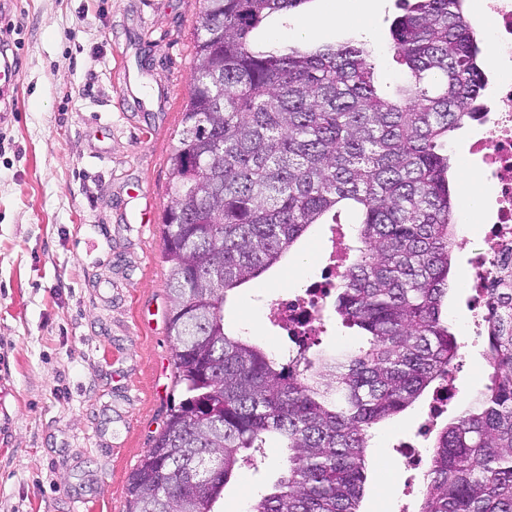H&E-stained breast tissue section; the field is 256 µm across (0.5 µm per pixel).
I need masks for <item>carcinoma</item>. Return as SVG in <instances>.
I'll return each mask as SVG.
<instances>
[{"mask_svg": "<svg viewBox=\"0 0 512 512\" xmlns=\"http://www.w3.org/2000/svg\"><path fill=\"white\" fill-rule=\"evenodd\" d=\"M309 2L205 0L162 217L184 389L129 476L131 512H217L271 436L286 474L249 512H360L369 429L447 381L457 357L443 312L448 136L482 119L485 89L465 0H405L390 29L405 79L391 96L366 43L252 46L267 17ZM340 207L359 219L332 308L366 345L289 361L229 330L228 293ZM498 277L490 383L437 433L419 512H512V266Z\"/></svg>", "mask_w": 512, "mask_h": 512, "instance_id": "1", "label": "carcinoma"}]
</instances>
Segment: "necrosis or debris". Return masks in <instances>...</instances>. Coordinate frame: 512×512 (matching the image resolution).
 <instances>
[{
  "label": "necrosis or debris",
  "instance_id": "1",
  "mask_svg": "<svg viewBox=\"0 0 512 512\" xmlns=\"http://www.w3.org/2000/svg\"><path fill=\"white\" fill-rule=\"evenodd\" d=\"M474 6L490 21L492 48L490 130L470 146L479 172L471 188L488 196L478 218L488 226L485 240L489 248L475 258L469 275L474 289L470 303L474 310L483 311L488 307L489 290L496 285L493 271L500 258L512 253V0H475ZM341 273L335 258H328L319 277L306 288L267 300L268 320L291 341L311 335Z\"/></svg>",
  "mask_w": 512,
  "mask_h": 512
}]
</instances>
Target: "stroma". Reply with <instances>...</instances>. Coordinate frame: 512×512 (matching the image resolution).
Wrapping results in <instances>:
<instances>
[{"label":"stroma","mask_w":512,"mask_h":512,"mask_svg":"<svg viewBox=\"0 0 512 512\" xmlns=\"http://www.w3.org/2000/svg\"><path fill=\"white\" fill-rule=\"evenodd\" d=\"M203 0H9L0 38L19 81L0 102V512H128V477L163 428L173 394L170 299L162 216L171 203L168 159L193 84ZM352 11V24L336 23ZM399 0H309L267 18L256 47L364 40L394 89L388 49ZM486 227L456 215L443 311L459 343L453 395L433 411L425 392L371 428L361 512H418L422 475L406 451L430 454L418 427L445 425L489 383L483 321L467 273ZM331 227L312 226L259 280L230 292L226 325L270 344L263 297L316 276ZM310 357L364 338L334 313ZM284 449L268 445L258 471L224 489L221 512H248L283 475Z\"/></svg>","instance_id":"stroma-1"}]
</instances>
